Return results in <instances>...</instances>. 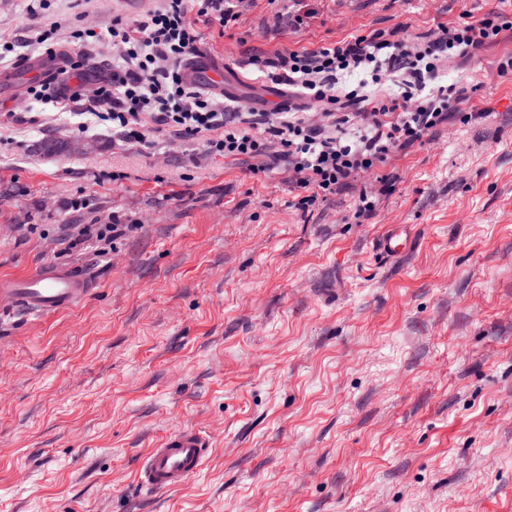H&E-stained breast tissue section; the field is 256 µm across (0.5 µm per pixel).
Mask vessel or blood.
Here are the masks:
<instances>
[{
	"instance_id": "b4317fda",
	"label": "vessel or blood",
	"mask_w": 512,
	"mask_h": 512,
	"mask_svg": "<svg viewBox=\"0 0 512 512\" xmlns=\"http://www.w3.org/2000/svg\"><path fill=\"white\" fill-rule=\"evenodd\" d=\"M95 291L91 273L66 264L45 265L33 273L1 278L0 300L7 314L46 317L73 309ZM210 444L199 432L179 429L138 459L136 482L152 493L183 486L203 466Z\"/></svg>"
}]
</instances>
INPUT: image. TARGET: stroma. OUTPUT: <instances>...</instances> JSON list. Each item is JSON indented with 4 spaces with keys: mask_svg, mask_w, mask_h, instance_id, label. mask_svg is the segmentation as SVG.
<instances>
[{
    "mask_svg": "<svg viewBox=\"0 0 512 512\" xmlns=\"http://www.w3.org/2000/svg\"><path fill=\"white\" fill-rule=\"evenodd\" d=\"M155 4L52 0L68 70L43 59L24 0H0V278L69 264L98 286L66 312L0 318V512H512V78L497 73L512 31L442 65L482 119L303 212L285 174L199 139L82 133L30 95L105 73L112 48L89 32ZM492 11L512 17V0H253L225 31L200 25L197 65L232 64L213 92L267 112L279 92L252 55ZM386 176L394 191L355 218ZM113 216L139 228L107 258L69 248L71 225ZM395 227L409 244L388 256ZM183 427L208 437L204 466L140 491V454Z\"/></svg>",
    "mask_w": 512,
    "mask_h": 512,
    "instance_id": "stroma-1",
    "label": "stroma"
}]
</instances>
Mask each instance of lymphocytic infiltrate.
I'll return each instance as SVG.
<instances>
[{
  "instance_id": "lymphocytic-infiltrate-1",
  "label": "lymphocytic infiltrate",
  "mask_w": 512,
  "mask_h": 512,
  "mask_svg": "<svg viewBox=\"0 0 512 512\" xmlns=\"http://www.w3.org/2000/svg\"><path fill=\"white\" fill-rule=\"evenodd\" d=\"M247 0H160L133 22L113 17L104 37L120 51L93 96L67 94L42 84L38 98L61 108L77 104L92 122L111 124L112 135L128 144H151L155 134L204 140L207 155L248 162L252 174L292 171L297 206L348 190L360 174L375 169L455 117L464 92L438 84L444 59L467 56L512 30L496 13L454 27L438 25L425 37L387 39L383 32L327 43L314 49L254 55V70L285 86L288 101L269 112H231L201 85L189 82L184 67L200 53L198 22L227 27ZM400 75L403 91L375 100L366 92L382 73ZM135 224H79L70 246L94 242L115 248Z\"/></svg>"
}]
</instances>
